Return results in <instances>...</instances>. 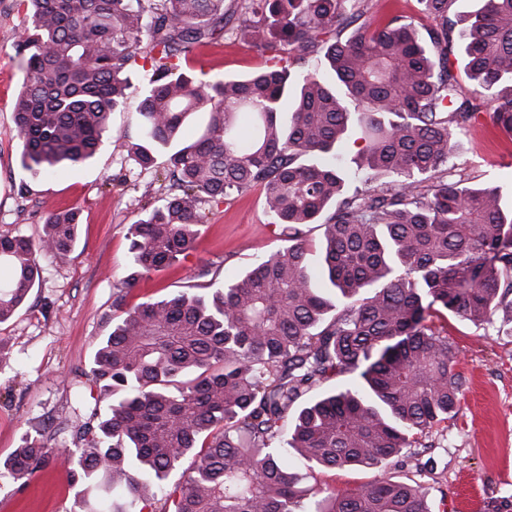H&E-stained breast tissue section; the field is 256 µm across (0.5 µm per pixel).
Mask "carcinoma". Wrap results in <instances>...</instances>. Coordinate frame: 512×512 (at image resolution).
Listing matches in <instances>:
<instances>
[{
    "instance_id": "cac0c4a2",
    "label": "carcinoma",
    "mask_w": 512,
    "mask_h": 512,
    "mask_svg": "<svg viewBox=\"0 0 512 512\" xmlns=\"http://www.w3.org/2000/svg\"><path fill=\"white\" fill-rule=\"evenodd\" d=\"M224 2L25 0L13 120L30 179L75 169L112 140L140 53L150 69L141 142L129 145L138 165L207 114L168 155L161 203L128 227L126 289L194 247L203 202L260 184L270 223L287 231L211 295L142 302L100 339L85 377L108 412L73 451L79 512L157 498L160 512H432L422 485L390 470L456 415L463 381L446 312L512 331V204L451 163L458 132L482 113L512 139V0H479L465 19L452 0H417L425 38L399 16L360 21L362 0H240L236 29L268 65L198 81L173 59L228 32ZM354 130L364 146L350 155ZM311 224L323 229L317 270ZM79 226L67 208L48 213L36 245L0 233V324L40 284L39 256L70 258ZM53 453L27 436L3 468L21 480ZM293 454L312 470L376 476L323 497L289 467Z\"/></svg>"
}]
</instances>
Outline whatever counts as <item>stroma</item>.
I'll return each mask as SVG.
<instances>
[{"mask_svg": "<svg viewBox=\"0 0 512 512\" xmlns=\"http://www.w3.org/2000/svg\"><path fill=\"white\" fill-rule=\"evenodd\" d=\"M25 19L19 0H0V232L32 241L43 235L45 216L78 208L82 224L71 260L42 259V281L28 303L0 324V459L25 436L40 435L54 448L49 463L25 480L0 476V512H77L78 487L66 456L90 421L93 400H80L77 383L93 349L126 307L180 292L208 293L251 266L257 256L282 244V228L271 223L261 187L205 207V223L194 249L170 269L153 272L131 291L127 227L143 217L159 196L167 152L154 167L140 168L126 151L105 146L88 164L32 182L19 164L22 142L12 105L24 79L17 54ZM250 41L228 33L195 47L181 69L201 80L239 76L263 67ZM457 169L485 179L512 182V141L489 117L459 136ZM448 338L458 350L455 370L463 380L455 418L432 429L394 476L420 471L433 512H512V335L448 317Z\"/></svg>", "mask_w": 512, "mask_h": 512, "instance_id": "35a3bbf8", "label": "stroma"}]
</instances>
